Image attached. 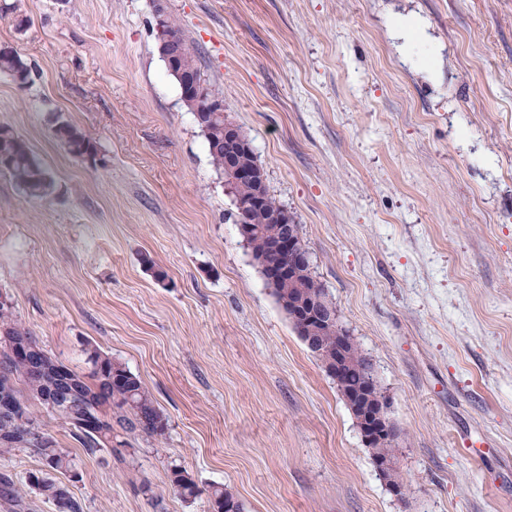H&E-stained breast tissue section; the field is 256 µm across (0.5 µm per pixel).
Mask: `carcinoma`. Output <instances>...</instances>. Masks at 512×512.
<instances>
[{
  "label": "carcinoma",
  "instance_id": "1",
  "mask_svg": "<svg viewBox=\"0 0 512 512\" xmlns=\"http://www.w3.org/2000/svg\"><path fill=\"white\" fill-rule=\"evenodd\" d=\"M166 32L177 37L182 44L181 66L184 75L192 78L202 74L201 60L197 49L186 38L183 30L167 22ZM0 72L14 80L27 84L31 80V65L17 52L0 53ZM55 134L57 138L74 152L94 154L97 145L94 138L82 130L69 125L59 126ZM208 152L214 166L224 169V118L219 116L214 122L202 130ZM0 161L9 172L18 187L32 197H43L52 189L51 180L35 158L28 143L6 126H0ZM235 205V223H243L251 227L252 235L246 240L247 246L254 254L267 252L269 243L283 232L282 225L272 221V216L285 210L264 189L262 199L253 202L254 189L250 185H229ZM277 300L294 297L302 292L312 293L320 299V310L323 313L336 312V306L329 299L323 286L314 278L312 271L304 270L295 280L278 281L272 284ZM0 330L5 335L13 337L20 343H27L37 349V355L45 367L53 368L57 358L50 355L38 342L32 330L18 318L11 306L0 305ZM336 329L328 326L322 336L318 337L320 346L329 357L336 356ZM91 371L85 375L84 391L91 395L94 405L98 406L105 415L116 424L138 430L149 437H161L167 430V418L157 405L152 394L144 386L140 377L132 373L122 362L101 352L92 346L86 349ZM345 375L337 384L338 390L345 395L362 386L373 390L379 389V384L373 375L370 360L362 353L358 345L350 340L347 343L344 356ZM6 385L14 391L23 402L27 420L31 421L42 432L44 439L37 444L36 451L40 455L43 468L28 475L25 486L36 490L45 499L53 503H63L64 512H82L81 503L62 484L54 478L55 473H68L75 470L76 464L70 452L61 447L55 437L46 428L42 420L30 411L29 401L39 400L43 384L33 380L28 364L13 362L10 374H0V386ZM52 417L68 426L72 434L83 447L90 450L105 448L110 442V434L95 435L75 427L67 414H52ZM16 426L10 419L0 416V457L13 454L25 447V444L14 438ZM171 485L185 497H193L197 486L190 475L174 469L170 475ZM0 491L10 498L17 506L24 502V492L17 487L13 480L0 476ZM210 507L224 508L230 505L235 512H243V504L229 491L220 487H212Z\"/></svg>",
  "mask_w": 512,
  "mask_h": 512
}]
</instances>
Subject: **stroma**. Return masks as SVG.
<instances>
[{
  "label": "stroma",
  "instance_id": "1",
  "mask_svg": "<svg viewBox=\"0 0 512 512\" xmlns=\"http://www.w3.org/2000/svg\"><path fill=\"white\" fill-rule=\"evenodd\" d=\"M14 2L28 23L0 18V45L33 73L0 75V125L53 187L0 170V292L68 365L91 346L125 363L168 420L93 451L51 423L83 512H210L216 484L244 512H512V0ZM160 10L370 358L404 497L243 242L158 54ZM55 134L73 155L74 152H86L94 155L97 151L95 139L72 125H60Z\"/></svg>",
  "mask_w": 512,
  "mask_h": 512
}]
</instances>
